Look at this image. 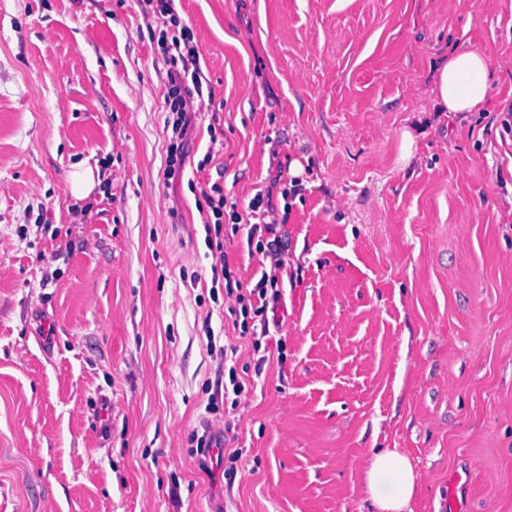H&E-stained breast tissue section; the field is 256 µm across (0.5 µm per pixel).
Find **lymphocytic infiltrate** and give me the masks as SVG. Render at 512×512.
<instances>
[{"instance_id": "obj_1", "label": "lymphocytic infiltrate", "mask_w": 512, "mask_h": 512, "mask_svg": "<svg viewBox=\"0 0 512 512\" xmlns=\"http://www.w3.org/2000/svg\"><path fill=\"white\" fill-rule=\"evenodd\" d=\"M140 5L143 14L158 23L160 43L169 63L164 107L170 144L163 176L170 180L184 174L186 135L195 103L206 94L205 76L193 32L181 19L176 0H140ZM204 200L208 209L202 214L201 222L213 258L211 269L220 272L224 280V307L239 340H250L253 351H260L269 335L268 306L280 298L279 282L284 267L285 245L271 221L276 207L271 195L256 193L248 205L252 221L246 225L236 203L230 202L220 187H212ZM225 229L234 235L245 234L249 251L270 261L269 269L262 271L253 287H244L235 267L229 263L220 237Z\"/></svg>"}]
</instances>
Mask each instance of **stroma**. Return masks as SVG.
Returning <instances> with one entry per match:
<instances>
[{
    "mask_svg": "<svg viewBox=\"0 0 512 512\" xmlns=\"http://www.w3.org/2000/svg\"><path fill=\"white\" fill-rule=\"evenodd\" d=\"M176 7L214 101L167 181L138 0H0V512H364L374 448L418 472L413 512H512V0ZM458 47L498 64L486 111L431 109ZM279 174L278 325L240 349L228 432L198 205L216 185L248 215ZM99 174L95 170L84 163L76 165L69 176L70 193L80 199L88 197L91 192L100 186Z\"/></svg>",
    "mask_w": 512,
    "mask_h": 512,
    "instance_id": "stroma-1",
    "label": "stroma"
}]
</instances>
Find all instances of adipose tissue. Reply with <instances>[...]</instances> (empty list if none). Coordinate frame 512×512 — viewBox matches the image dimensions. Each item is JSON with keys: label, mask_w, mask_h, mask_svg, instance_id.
Wrapping results in <instances>:
<instances>
[{"label": "adipose tissue", "mask_w": 512, "mask_h": 512, "mask_svg": "<svg viewBox=\"0 0 512 512\" xmlns=\"http://www.w3.org/2000/svg\"><path fill=\"white\" fill-rule=\"evenodd\" d=\"M493 60L478 51L449 54L436 70L433 107L438 112H481L487 105ZM419 475L395 448L372 450L363 468L364 492L375 512H413Z\"/></svg>", "instance_id": "adipose-tissue-1"}]
</instances>
